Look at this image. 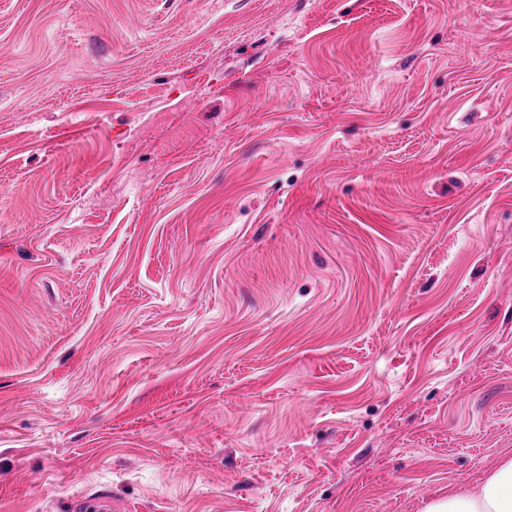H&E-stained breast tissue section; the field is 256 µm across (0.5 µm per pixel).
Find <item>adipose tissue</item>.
<instances>
[{
	"label": "adipose tissue",
	"mask_w": 512,
	"mask_h": 512,
	"mask_svg": "<svg viewBox=\"0 0 512 512\" xmlns=\"http://www.w3.org/2000/svg\"><path fill=\"white\" fill-rule=\"evenodd\" d=\"M424 512H512V460L487 477L475 491L433 502Z\"/></svg>",
	"instance_id": "1"
}]
</instances>
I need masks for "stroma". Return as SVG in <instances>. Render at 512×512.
I'll return each mask as SVG.
<instances>
[{"mask_svg": "<svg viewBox=\"0 0 512 512\" xmlns=\"http://www.w3.org/2000/svg\"><path fill=\"white\" fill-rule=\"evenodd\" d=\"M511 459L512 0H0V512Z\"/></svg>", "mask_w": 512, "mask_h": 512, "instance_id": "1", "label": "stroma"}]
</instances>
